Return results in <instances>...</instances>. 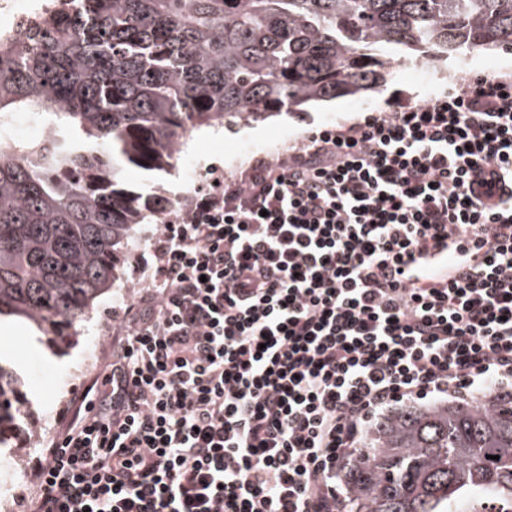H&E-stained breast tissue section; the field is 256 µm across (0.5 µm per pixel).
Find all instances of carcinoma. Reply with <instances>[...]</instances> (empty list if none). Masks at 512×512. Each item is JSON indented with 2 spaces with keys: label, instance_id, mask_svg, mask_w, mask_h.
Returning a JSON list of instances; mask_svg holds the SVG:
<instances>
[{
  "label": "carcinoma",
  "instance_id": "carcinoma-1",
  "mask_svg": "<svg viewBox=\"0 0 512 512\" xmlns=\"http://www.w3.org/2000/svg\"><path fill=\"white\" fill-rule=\"evenodd\" d=\"M45 4L24 47L0 51V123L26 112L58 126L50 147L0 130V317L67 346L137 225L168 204L129 187L127 168H170L202 126L378 92L395 50L442 65L512 48V0ZM19 396L0 364V428ZM344 484L351 512H512V402L389 415Z\"/></svg>",
  "mask_w": 512,
  "mask_h": 512
}]
</instances>
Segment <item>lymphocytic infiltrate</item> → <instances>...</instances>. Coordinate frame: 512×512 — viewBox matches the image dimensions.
Instances as JSON below:
<instances>
[{"instance_id": "f902f5d3", "label": "lymphocytic infiltrate", "mask_w": 512, "mask_h": 512, "mask_svg": "<svg viewBox=\"0 0 512 512\" xmlns=\"http://www.w3.org/2000/svg\"><path fill=\"white\" fill-rule=\"evenodd\" d=\"M512 80L310 132L150 237L20 512H345L400 406L512 394Z\"/></svg>"}]
</instances>
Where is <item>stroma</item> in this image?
Wrapping results in <instances>:
<instances>
[{
    "label": "stroma",
    "mask_w": 512,
    "mask_h": 512,
    "mask_svg": "<svg viewBox=\"0 0 512 512\" xmlns=\"http://www.w3.org/2000/svg\"><path fill=\"white\" fill-rule=\"evenodd\" d=\"M491 73L512 79V52L472 53L448 64L426 66L414 61L400 64L382 92L363 99L340 98L316 103L302 112H281L248 125L223 123L194 130L183 139L169 171L150 174L129 168V186L146 194L161 193L169 202L193 198L199 188L262 158H282L307 132L324 125H348L366 112H385L440 94L456 82ZM154 218L137 226L126 249L121 277L98 299L77 327L78 340L68 347L49 342L25 353L19 376L23 401L15 414L14 430L0 450V486L13 493L30 487L28 477L43 440L58 428L63 406L73 391L82 389L110 350L111 325L124 305V291L133 281V257L154 231Z\"/></svg>",
    "instance_id": "35a3bbf8"
}]
</instances>
